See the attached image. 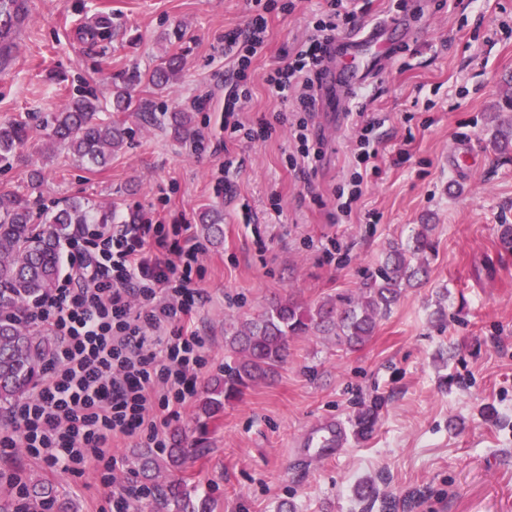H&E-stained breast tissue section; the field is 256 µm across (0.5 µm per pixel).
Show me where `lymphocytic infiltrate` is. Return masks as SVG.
Listing matches in <instances>:
<instances>
[{
    "label": "lymphocytic infiltrate",
    "mask_w": 512,
    "mask_h": 512,
    "mask_svg": "<svg viewBox=\"0 0 512 512\" xmlns=\"http://www.w3.org/2000/svg\"><path fill=\"white\" fill-rule=\"evenodd\" d=\"M358 0H327L312 35L265 76L269 90L292 97L298 118L292 137L302 161H319L308 117L317 106L318 76L337 31L354 26ZM267 19L227 38L236 51L237 79L224 90V133L267 137L240 117L252 97L247 70L265 43ZM380 120L356 127V171L337 190L336 219L351 220L363 195L362 171L378 155ZM203 249L187 224H85L67 245L75 275L65 276L27 312L29 323L59 339L58 356L35 393L10 411L1 449H23L51 469L82 473L105 461L113 441L144 437L164 447L162 428L195 392L207 365L206 341L185 326L201 289L193 285Z\"/></svg>",
    "instance_id": "1"
}]
</instances>
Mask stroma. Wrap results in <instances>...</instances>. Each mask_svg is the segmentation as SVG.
<instances>
[{"label":"stroma","instance_id":"stroma-1","mask_svg":"<svg viewBox=\"0 0 512 512\" xmlns=\"http://www.w3.org/2000/svg\"><path fill=\"white\" fill-rule=\"evenodd\" d=\"M365 21L399 13L412 22L413 45L358 93L348 111L318 112L323 142L316 165L291 168L292 102L272 94L265 74L304 40L324 0H271L265 45L249 72L252 99L244 116L269 127L265 140L225 138L224 86L235 60L226 35L245 30L251 0H29L28 25L12 60L0 67V124L25 120L30 134L0 190L25 191L41 171L42 202L75 198L120 216L140 210L151 221L196 224L201 209L224 215L221 241L202 240L203 299L189 327L206 341L199 381L223 373L226 331L261 313L272 296L305 306L358 296L366 274L391 246L432 225L429 277L406 289L357 350L331 336H299L274 377L259 380L225 405L203 449L176 476L215 512H512V252L500 249L498 226L512 224V157L490 145L493 114L512 88V0H447L422 13L402 0H362ZM120 36L89 45L100 19ZM181 28V79L134 95L157 111L189 110L208 129L204 149L176 140L166 120L142 124L125 114L131 136L110 164L96 168L52 143L41 118L61 111L87 84L100 119L111 115L115 77L147 72ZM381 119L374 169L351 223L332 217L335 188L353 161L358 113ZM408 158H400L399 149ZM232 168H225V159ZM227 177L228 192L216 191ZM383 398L369 439L349 436L330 459L302 444L314 423L335 419L352 428L361 406ZM494 406L498 421L484 418ZM138 439L112 445L117 479L102 463L83 474L48 469L23 450L0 456V472L56 486L76 512H110L124 497L129 512H162L139 496ZM164 470L159 482L172 476ZM373 481L375 496L355 489Z\"/></svg>","mask_w":512,"mask_h":512}]
</instances>
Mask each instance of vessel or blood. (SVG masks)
I'll return each mask as SVG.
<instances>
[{"label": "vessel or blood", "instance_id": "vessel-or-blood-1", "mask_svg": "<svg viewBox=\"0 0 512 512\" xmlns=\"http://www.w3.org/2000/svg\"><path fill=\"white\" fill-rule=\"evenodd\" d=\"M26 20L24 0H9L0 13V45H9L13 33ZM406 17L394 16L364 25L344 34L333 43L319 76L318 106L342 112L353 91L369 87L402 50V44H391L387 33L395 27L409 28ZM347 443L346 430L340 422L326 420L317 424L309 442L318 453L340 451Z\"/></svg>", "mask_w": 512, "mask_h": 512}]
</instances>
